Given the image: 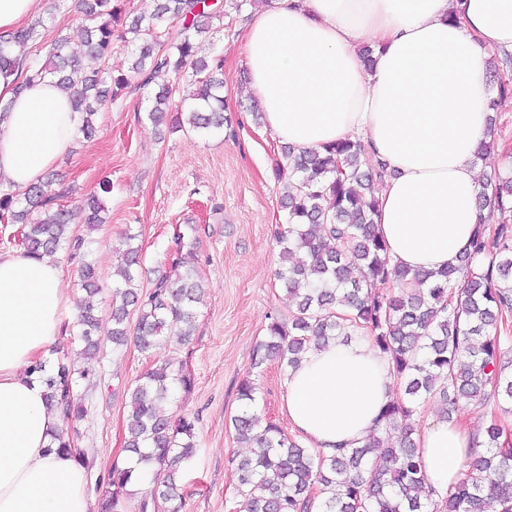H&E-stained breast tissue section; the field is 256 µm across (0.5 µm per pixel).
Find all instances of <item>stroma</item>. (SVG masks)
<instances>
[{"label": "stroma", "mask_w": 512, "mask_h": 512, "mask_svg": "<svg viewBox=\"0 0 512 512\" xmlns=\"http://www.w3.org/2000/svg\"><path fill=\"white\" fill-rule=\"evenodd\" d=\"M264 0L243 12L225 9L223 19L200 44V54L224 56V128L206 136L179 126L188 106L190 86L173 93L164 124L147 118L151 89L128 92L105 104L94 116L92 137H77L54 171L70 185L64 197L76 209L73 236L94 243L101 277L98 314L102 330H109L112 273L126 230L138 235L143 264L135 281L149 292L169 272L167 256L178 249L184 234L194 245L188 262L206 289L197 309V328L190 343H172L145 354L134 344L113 349L101 339L100 354L83 358L70 335L59 336L48 359L68 357L91 375L78 392L86 415L77 425L74 447L84 451L88 466L86 492L99 503L108 489V475L118 463L127 433V390L148 369L173 362L192 374L190 392H176L170 407L195 420L197 452L187 465L180 491V512H240L238 474L231 458L244 454L229 426L239 413L237 385L246 375L253 349L266 334L270 314L287 316L288 295L274 272L279 248L274 234L286 222L281 198L286 182L277 175L283 146L250 112L248 77L236 52L238 36L264 8ZM50 20L28 51L46 55L58 36L79 43L84 20L76 0H44ZM110 193H101L103 180ZM100 194L108 221L91 226L77 206L86 195ZM285 377L277 363L263 366L255 410L293 434L284 408Z\"/></svg>", "instance_id": "1"}]
</instances>
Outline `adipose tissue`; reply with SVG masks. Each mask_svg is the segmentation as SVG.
<instances>
[{
	"label": "adipose tissue",
	"mask_w": 512,
	"mask_h": 512,
	"mask_svg": "<svg viewBox=\"0 0 512 512\" xmlns=\"http://www.w3.org/2000/svg\"><path fill=\"white\" fill-rule=\"evenodd\" d=\"M377 61L365 69L360 49ZM247 89L278 142L319 150L353 136L394 175L374 221L394 262L457 265L489 222L474 159L488 135L485 59L512 51V0H274L239 37ZM0 184H38L70 147L79 116L51 80L17 91L0 72ZM72 300L48 259L0 255V512H90L86 471L51 447L63 421L33 367ZM288 418L323 452L362 445L394 395L387 361L363 339L310 350L289 370ZM472 429L437 420L417 435L438 493L465 476Z\"/></svg>",
	"instance_id": "obj_1"
}]
</instances>
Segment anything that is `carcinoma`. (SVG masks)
Instances as JSON below:
<instances>
[{
    "mask_svg": "<svg viewBox=\"0 0 512 512\" xmlns=\"http://www.w3.org/2000/svg\"><path fill=\"white\" fill-rule=\"evenodd\" d=\"M86 24L80 50L66 37L50 46L46 58L13 54L35 40L44 20L38 18L5 37L0 36V68L29 61L17 89L32 80L49 78L66 90L79 115L77 131L89 137L98 106L126 93L131 78L115 76L105 66L112 54L114 24L120 23L136 45L132 72L146 88L156 75L196 85L187 124L199 133L224 127V59L198 55V38L221 17L206 0H153L152 9L132 18L121 15L114 0H79ZM181 24L180 39L166 50L156 49L158 25ZM100 61L86 67L81 56ZM173 86L162 85L153 95L148 119L159 125ZM365 146L344 139L323 151L284 149L288 190L281 205L288 224L277 232L279 268L292 302L284 320L268 317L266 335L255 347L247 375L238 385L241 413L231 418L234 439L250 449L238 461L242 512H512V445L499 415L512 414V373L504 359L512 356V338L498 326L512 317V225L479 232L457 267L424 272L394 264L388 246L376 230L378 201L374 182L382 181L387 165L373 160L364 166ZM53 181L20 192L0 190V217L23 225L21 244L36 258L54 257L71 249L81 256L78 282L85 296L73 323L82 354L99 353L97 295L99 276L91 242L70 234L72 211L57 204L65 189ZM512 212V172L493 168L483 175L478 204ZM86 223H105L98 196L86 200ZM138 234L125 231L126 248L118 261L124 286L112 291L109 337L116 347L133 340L149 352L165 344L186 343L196 326L197 306L205 288L187 268L182 253L171 260L168 275L141 294L133 287L141 249ZM137 325L130 329V309ZM363 338L388 361L390 372L404 382V394L379 411L363 445L325 454L289 438L275 422L252 412L258 396L254 371L276 361L295 368L310 347L335 339ZM34 370L48 386L47 403L75 426L85 409L74 395L88 373L59 360L41 362ZM193 378L183 368L160 364L137 380L130 392L125 452L137 456L154 480L153 498H179L181 467L196 453L194 421L170 411L172 392L191 389ZM440 403L451 415L462 400H480L490 408V421L474 438L472 475L434 497L422 471L412 422L421 403ZM144 477L132 468L112 467V491L102 512H124L127 487Z\"/></svg>",
    "mask_w": 512,
    "mask_h": 512,
    "instance_id": "carcinoma-1",
    "label": "carcinoma"
}]
</instances>
